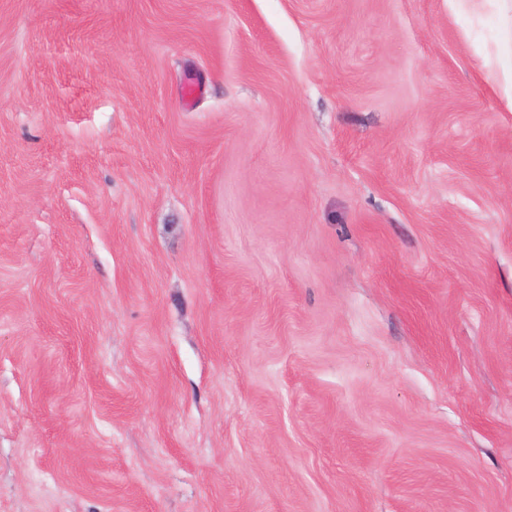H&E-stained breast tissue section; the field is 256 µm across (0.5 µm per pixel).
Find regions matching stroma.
<instances>
[{"label": "stroma", "instance_id": "stroma-1", "mask_svg": "<svg viewBox=\"0 0 512 512\" xmlns=\"http://www.w3.org/2000/svg\"><path fill=\"white\" fill-rule=\"evenodd\" d=\"M509 44L0 0V512H512Z\"/></svg>", "mask_w": 512, "mask_h": 512}]
</instances>
